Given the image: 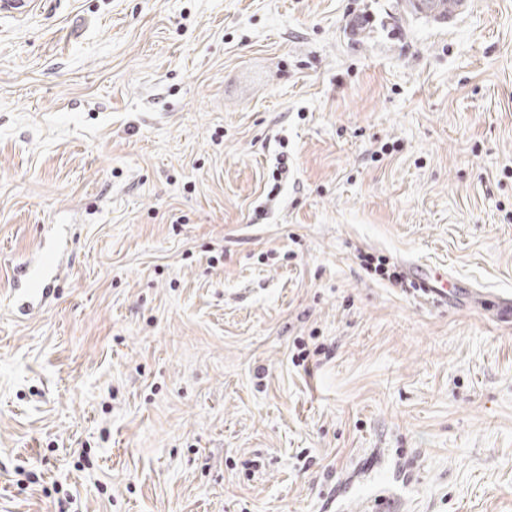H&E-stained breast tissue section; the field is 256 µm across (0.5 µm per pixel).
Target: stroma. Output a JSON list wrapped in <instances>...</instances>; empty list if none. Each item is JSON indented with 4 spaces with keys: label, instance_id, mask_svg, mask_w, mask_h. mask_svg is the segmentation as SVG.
I'll list each match as a JSON object with an SVG mask.
<instances>
[{
    "label": "stroma",
    "instance_id": "obj_1",
    "mask_svg": "<svg viewBox=\"0 0 512 512\" xmlns=\"http://www.w3.org/2000/svg\"><path fill=\"white\" fill-rule=\"evenodd\" d=\"M360 250L512 292V0L0 12V512H512V322ZM58 240L40 242L39 259L28 269L11 289L12 305L18 310L27 311L45 305L48 294L44 287L46 281L56 278L59 271L57 254ZM356 258L360 261V265L369 274H374L382 279H387L395 285H400L401 288H407L405 281V274L403 272L393 270L390 271L387 267L386 259L375 256L367 252H359Z\"/></svg>",
    "mask_w": 512,
    "mask_h": 512
}]
</instances>
